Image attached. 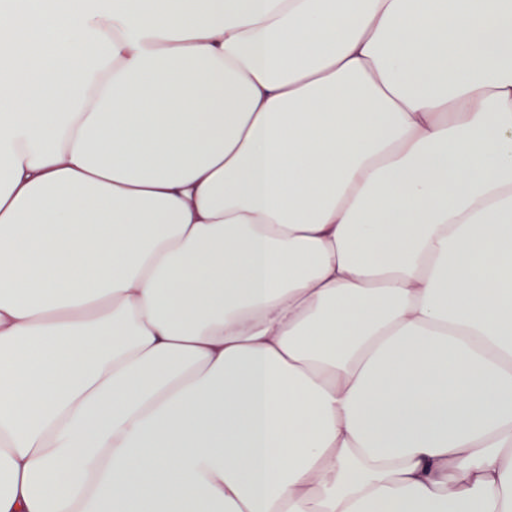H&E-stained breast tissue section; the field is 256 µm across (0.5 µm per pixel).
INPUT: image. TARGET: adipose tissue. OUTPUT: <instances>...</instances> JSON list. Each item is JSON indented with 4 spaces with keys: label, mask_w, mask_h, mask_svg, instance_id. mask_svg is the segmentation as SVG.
Masks as SVG:
<instances>
[{
    "label": "adipose tissue",
    "mask_w": 512,
    "mask_h": 512,
    "mask_svg": "<svg viewBox=\"0 0 512 512\" xmlns=\"http://www.w3.org/2000/svg\"><path fill=\"white\" fill-rule=\"evenodd\" d=\"M0 512H512V0L1 12Z\"/></svg>",
    "instance_id": "adipose-tissue-1"
}]
</instances>
